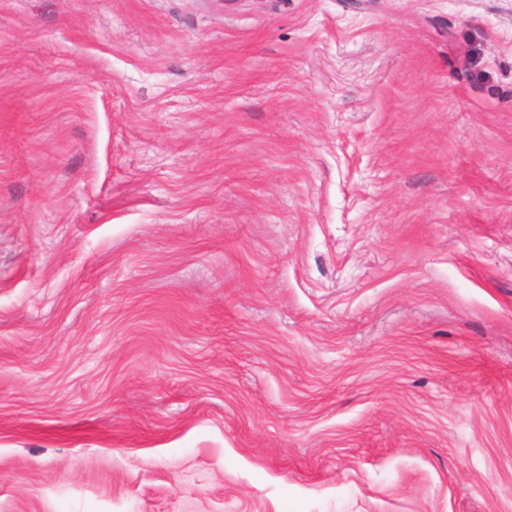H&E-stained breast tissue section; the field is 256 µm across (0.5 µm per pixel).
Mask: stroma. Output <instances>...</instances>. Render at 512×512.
<instances>
[{
    "mask_svg": "<svg viewBox=\"0 0 512 512\" xmlns=\"http://www.w3.org/2000/svg\"><path fill=\"white\" fill-rule=\"evenodd\" d=\"M0 512H512V0H0Z\"/></svg>",
    "mask_w": 512,
    "mask_h": 512,
    "instance_id": "stroma-1",
    "label": "stroma"
}]
</instances>
